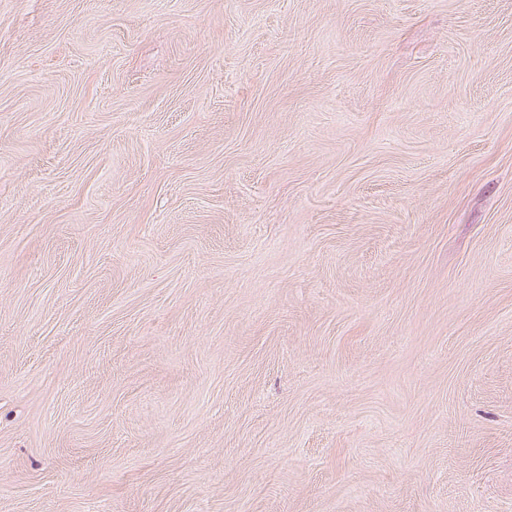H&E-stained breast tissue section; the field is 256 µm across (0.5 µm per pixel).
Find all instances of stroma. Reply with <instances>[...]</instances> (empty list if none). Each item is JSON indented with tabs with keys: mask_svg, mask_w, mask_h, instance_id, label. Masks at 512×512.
I'll return each mask as SVG.
<instances>
[{
	"mask_svg": "<svg viewBox=\"0 0 512 512\" xmlns=\"http://www.w3.org/2000/svg\"><path fill=\"white\" fill-rule=\"evenodd\" d=\"M0 512H512V0H0Z\"/></svg>",
	"mask_w": 512,
	"mask_h": 512,
	"instance_id": "obj_1",
	"label": "stroma"
}]
</instances>
